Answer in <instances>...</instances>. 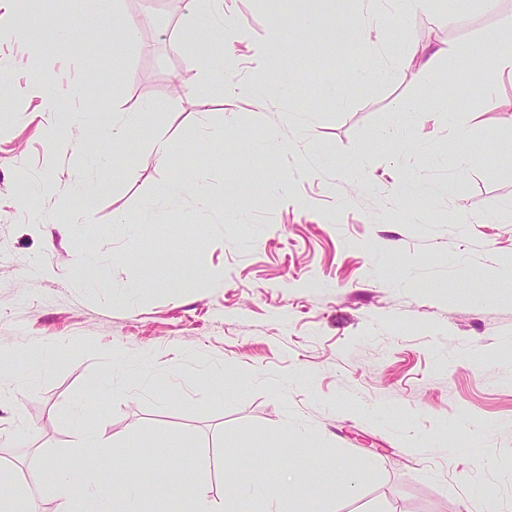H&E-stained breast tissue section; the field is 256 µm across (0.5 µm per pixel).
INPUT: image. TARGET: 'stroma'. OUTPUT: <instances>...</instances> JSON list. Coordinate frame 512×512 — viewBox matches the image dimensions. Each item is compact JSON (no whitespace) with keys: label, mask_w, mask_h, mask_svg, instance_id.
Masks as SVG:
<instances>
[{"label":"stroma","mask_w":512,"mask_h":512,"mask_svg":"<svg viewBox=\"0 0 512 512\" xmlns=\"http://www.w3.org/2000/svg\"><path fill=\"white\" fill-rule=\"evenodd\" d=\"M120 5L136 43H113L70 0H17L0 26L12 90L0 101V467L24 484L27 512H55L29 474L67 462L84 400L108 442L85 451L98 480L139 482L147 512L174 508L168 484L134 465L154 444L218 501L222 469L274 487L285 465L310 474L315 512H512V75L472 62L459 99L444 62L420 83L403 60L409 47L512 41V0H435L403 17L388 0H237L245 80L247 44L273 20L366 24L362 46L306 36L292 93L271 88L261 109L200 81L189 0ZM383 57L387 79L354 83ZM36 84L94 120L49 140ZM430 87L442 96L426 121L392 123L398 101ZM116 112L136 113L134 133L96 164ZM388 123L394 139H378ZM48 176L57 194L25 201ZM200 179L206 211L167 198ZM412 180L422 191L402 195ZM92 189L90 223L72 224ZM80 257L93 268L82 282ZM339 462L362 468L354 492L334 491Z\"/></svg>","instance_id":"1"}]
</instances>
